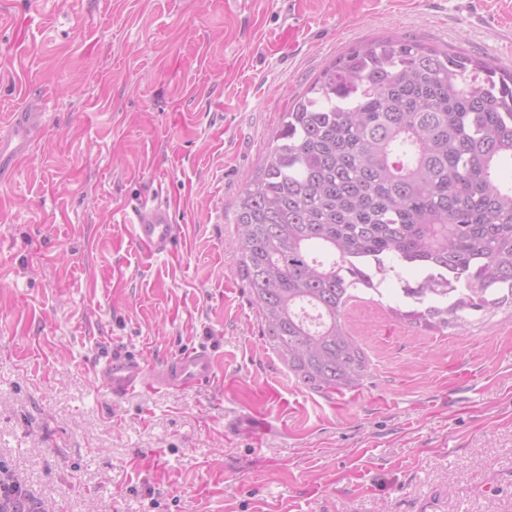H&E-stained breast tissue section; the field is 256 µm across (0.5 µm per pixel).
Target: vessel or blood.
Instances as JSON below:
<instances>
[{
  "mask_svg": "<svg viewBox=\"0 0 512 512\" xmlns=\"http://www.w3.org/2000/svg\"><path fill=\"white\" fill-rule=\"evenodd\" d=\"M42 126V113H13L6 134H0V151L9 146L14 156L23 155ZM130 224L135 243L153 256L169 253L178 238V227L173 224L168 207L158 201L139 203ZM93 374L98 385L116 398L146 386L175 394L195 385L213 383L217 377L214 354L211 348L203 346L153 364L143 354L116 347L95 361Z\"/></svg>",
  "mask_w": 512,
  "mask_h": 512,
  "instance_id": "obj_1",
  "label": "vessel or blood"
}]
</instances>
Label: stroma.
<instances>
[{"label": "stroma", "mask_w": 512, "mask_h": 512, "mask_svg": "<svg viewBox=\"0 0 512 512\" xmlns=\"http://www.w3.org/2000/svg\"><path fill=\"white\" fill-rule=\"evenodd\" d=\"M388 36L512 72V0H0V124L45 115L0 171V463L44 512H512V307L401 322L400 269L347 309L363 385L315 392L236 272L233 204L285 110ZM154 196L179 234L151 257L125 216ZM197 345L213 384L94 380L112 347Z\"/></svg>", "instance_id": "stroma-1"}]
</instances>
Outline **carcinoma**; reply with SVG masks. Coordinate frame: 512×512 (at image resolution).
Instances as JSON below:
<instances>
[{"mask_svg": "<svg viewBox=\"0 0 512 512\" xmlns=\"http://www.w3.org/2000/svg\"><path fill=\"white\" fill-rule=\"evenodd\" d=\"M512 73L386 37L325 68L284 114L232 221L263 337L316 392L363 385L346 327L356 291L422 273L396 311L428 328L512 307Z\"/></svg>", "mask_w": 512, "mask_h": 512, "instance_id": "1", "label": "carcinoma"}]
</instances>
